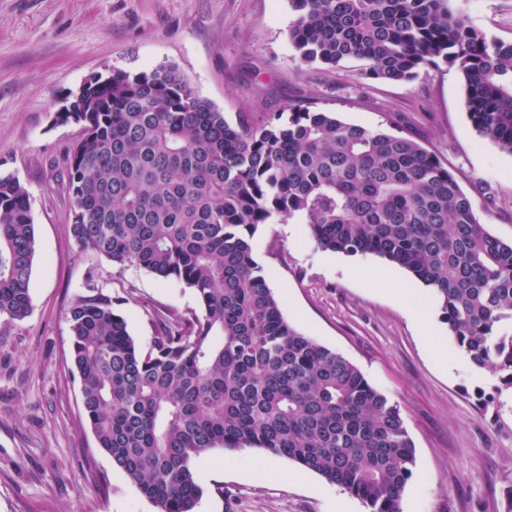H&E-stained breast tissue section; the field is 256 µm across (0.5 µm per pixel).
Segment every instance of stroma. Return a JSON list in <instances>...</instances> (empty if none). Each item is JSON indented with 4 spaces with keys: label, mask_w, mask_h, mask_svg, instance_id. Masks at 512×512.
I'll list each match as a JSON object with an SVG mask.
<instances>
[{
    "label": "stroma",
    "mask_w": 512,
    "mask_h": 512,
    "mask_svg": "<svg viewBox=\"0 0 512 512\" xmlns=\"http://www.w3.org/2000/svg\"><path fill=\"white\" fill-rule=\"evenodd\" d=\"M450 6L512 42V0ZM295 17L289 0H0V160L29 191L36 237L31 311L0 316V512H156L85 418L67 311L97 288L143 349L160 321L201 312L182 282L113 266L71 234L63 156L80 128L57 115L94 75L171 64L231 123L305 105L407 134L455 175L480 223L512 240V155L475 131L457 68L393 82L360 75L355 62L306 64L289 38ZM254 252L284 318L399 405L415 446L402 512H512V393H496L497 375L467 358L448 370L436 363L434 349L456 345L427 288L375 255L317 248L301 218L262 225ZM194 467L195 512H367L258 448H216Z\"/></svg>",
    "instance_id": "obj_1"
}]
</instances>
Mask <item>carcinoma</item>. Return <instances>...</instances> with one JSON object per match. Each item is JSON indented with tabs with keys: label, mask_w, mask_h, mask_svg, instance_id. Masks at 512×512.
Wrapping results in <instances>:
<instances>
[{
	"label": "carcinoma",
	"mask_w": 512,
	"mask_h": 512,
	"mask_svg": "<svg viewBox=\"0 0 512 512\" xmlns=\"http://www.w3.org/2000/svg\"><path fill=\"white\" fill-rule=\"evenodd\" d=\"M301 60L408 81L448 64L469 119L512 154V43L450 0H289ZM72 235L113 264L193 289L202 308L141 350L95 288L69 309L82 406L99 448L157 512H194L193 462L261 448L401 512L415 452L398 404L287 322L254 258L259 226L296 216L317 247L375 254L430 291L478 369L512 391V242L476 218L455 176L413 139L296 107L231 125L172 65L112 70L72 96ZM36 253L30 195L0 172V316L25 318Z\"/></svg>",
	"instance_id": "cac0c4a2"
}]
</instances>
